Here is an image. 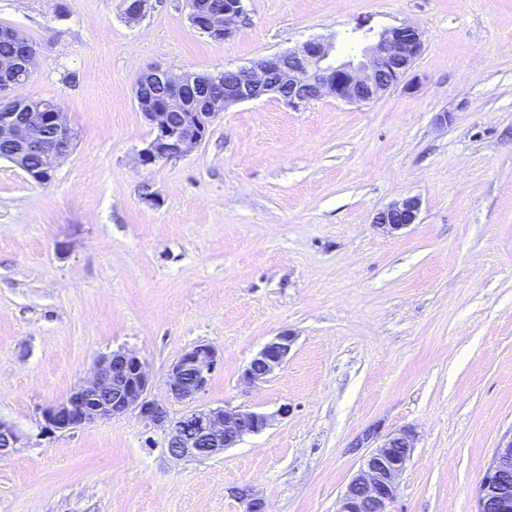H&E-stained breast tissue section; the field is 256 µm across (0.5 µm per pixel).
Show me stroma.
<instances>
[{"instance_id":"obj_1","label":"stroma","mask_w":512,"mask_h":512,"mask_svg":"<svg viewBox=\"0 0 512 512\" xmlns=\"http://www.w3.org/2000/svg\"><path fill=\"white\" fill-rule=\"evenodd\" d=\"M216 43L186 0H0V27L37 51L25 99L59 101L77 134L43 184L0 159V512H336L368 453L414 448L396 512H475L512 431V0H245ZM410 24L424 51L406 85L352 104L264 97L226 108L187 156L145 168L134 99L149 68L235 69L312 38L337 59ZM419 197L416 224H375ZM287 331V364L248 387ZM217 364L193 404L169 398L193 346ZM135 351L171 416L228 405L271 425L216 459L164 456L132 415L41 431L95 360ZM287 416H279L281 407ZM295 337L282 332L267 342L245 369L242 379L246 384L265 380L281 369L288 360Z\"/></svg>"}]
</instances>
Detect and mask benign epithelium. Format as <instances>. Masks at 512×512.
<instances>
[{
    "label": "benign epithelium",
    "instance_id": "benign-epithelium-1",
    "mask_svg": "<svg viewBox=\"0 0 512 512\" xmlns=\"http://www.w3.org/2000/svg\"><path fill=\"white\" fill-rule=\"evenodd\" d=\"M150 0H122V9L131 23L146 14ZM210 0H187L192 24L209 18L204 28L216 42L232 38L244 15V0H224V9L209 12ZM9 36L21 49L15 61L0 60V141L16 144L19 150L6 160L24 170L34 181L44 183L52 171L73 150L74 131L60 107L25 108L11 94L30 78L37 51L17 31ZM424 49L422 32L413 25L383 30L363 51L357 62H339L333 43L313 39L294 49L266 56L235 69L237 79L224 82V94L209 91L223 82L224 72L194 75L151 68L135 82L134 94L139 111L150 128L151 137L139 151L145 167L178 160L198 148L213 120L228 106L273 94L289 105L300 106L324 97L344 102H369L400 84L412 70ZM159 83L163 90L157 99L145 89ZM197 88L192 105L184 112L174 105L184 101L189 88ZM38 154L50 169L31 168L25 155ZM421 200L406 196L389 204L375 217V223L397 232L417 223ZM295 337L286 332L267 342L245 369L247 384L265 380L288 360ZM217 356L209 345L185 351L169 368L165 387L170 398L190 404L207 385ZM152 375L148 365L132 350H115L100 356L89 379L63 401L47 408L41 429L67 432L101 420L127 414L137 416L149 429H160L166 438L167 452L174 458L212 459L224 454L245 436L259 433L270 424V416L229 406L191 408L172 417L150 398ZM414 436L402 429L390 434L365 458L359 472L341 495L336 512H394L399 477L410 460ZM21 436L9 422L0 420V457L17 450ZM512 469V433L493 454L476 493L477 512H485L493 502L499 512H512V488L502 475ZM244 512H266V502L252 490L237 492Z\"/></svg>",
    "mask_w": 512,
    "mask_h": 512
}]
</instances>
